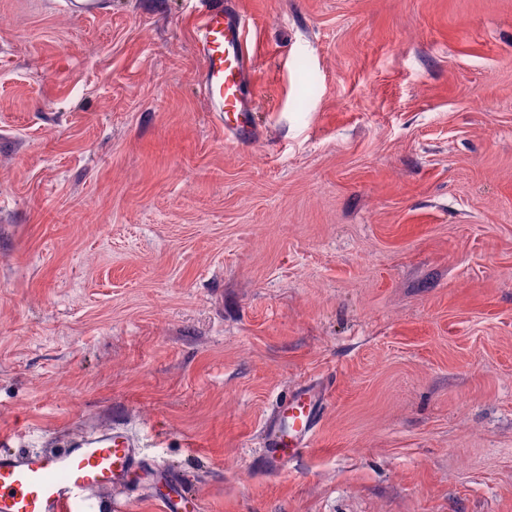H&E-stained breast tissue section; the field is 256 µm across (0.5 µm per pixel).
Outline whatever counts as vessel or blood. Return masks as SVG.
I'll return each mask as SVG.
<instances>
[{"label": "vessel or blood", "mask_w": 512, "mask_h": 512, "mask_svg": "<svg viewBox=\"0 0 512 512\" xmlns=\"http://www.w3.org/2000/svg\"><path fill=\"white\" fill-rule=\"evenodd\" d=\"M67 14L83 19L106 13L107 0H63ZM197 48L202 59L199 91L216 112L226 136L258 141L261 130L246 93L252 60L246 50L245 17L235 0H200ZM324 395L314 388L284 394L264 430L266 468L302 454L312 444ZM164 481L170 493L161 512H200L201 504L183 473L154 467L125 427L98 428L39 453L0 451V512H82L106 488L150 490Z\"/></svg>", "instance_id": "b4317fda"}]
</instances>
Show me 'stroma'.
Segmentation results:
<instances>
[{"label": "stroma", "mask_w": 512, "mask_h": 512, "mask_svg": "<svg viewBox=\"0 0 512 512\" xmlns=\"http://www.w3.org/2000/svg\"><path fill=\"white\" fill-rule=\"evenodd\" d=\"M0 0V437L122 424L201 512H512V0ZM327 390L275 472L278 396ZM67 14L83 19L106 13L108 1L106 0H62ZM196 1H200L197 48L203 64L199 91L209 112H217L226 136L239 143L256 142L261 130L246 94L252 73L246 19L235 0Z\"/></svg>", "instance_id": "35a3bbf8"}]
</instances>
